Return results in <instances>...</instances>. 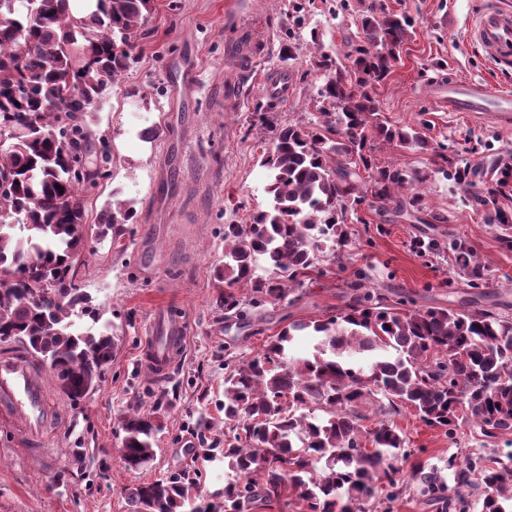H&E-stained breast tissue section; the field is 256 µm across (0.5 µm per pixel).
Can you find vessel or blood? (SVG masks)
<instances>
[{"label":"vessel or blood","mask_w":512,"mask_h":512,"mask_svg":"<svg viewBox=\"0 0 512 512\" xmlns=\"http://www.w3.org/2000/svg\"><path fill=\"white\" fill-rule=\"evenodd\" d=\"M470 35L496 64L512 69V6L486 0L470 25ZM427 89L436 103L452 112H470L502 127L512 126V93L495 92L483 82H458L438 76ZM187 329L168 315L157 316L141 349L140 366L154 380L169 378L187 345ZM36 363L25 351L0 353V406L23 417L36 441L48 428L44 405L46 388L35 372Z\"/></svg>","instance_id":"obj_1"}]
</instances>
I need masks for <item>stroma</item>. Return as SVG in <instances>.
Listing matches in <instances>:
<instances>
[{"label": "stroma", "mask_w": 512, "mask_h": 512, "mask_svg": "<svg viewBox=\"0 0 512 512\" xmlns=\"http://www.w3.org/2000/svg\"><path fill=\"white\" fill-rule=\"evenodd\" d=\"M154 0L133 35L137 62L87 116L93 148H106L109 175L86 195L88 223L110 204L133 207L119 242L89 240L74 266L76 282L112 324L114 356L95 389L80 402L48 392L55 419L44 447L26 425L0 408V512H131V487L184 472L199 474L197 493L221 500L235 472L223 456L202 448L224 445V363L253 356L289 322L344 309L353 283L406 308L495 305L512 318V251L467 195L441 174L445 159L475 165L512 151V129L439 109L428 78L444 74L512 90V72H499L468 35L484 0H385L408 15L414 34L391 76L376 86L380 116L405 126L428 120L433 148L416 151L374 142L377 163L423 170L426 207L444 220L415 217L363 202L347 211L349 243L326 273H312L298 300L278 304L243 299L225 311L214 279L224 261V227L248 222L267 206L259 157L270 145L268 123L316 119L325 59H341L361 43L362 16L372 0ZM286 76L288 93L269 95ZM460 237L486 266L472 289L449 251L418 252L416 240ZM179 306L189 339L165 381L140 367L144 337L159 310ZM151 415L160 425L154 456L142 468L122 460V422ZM409 445L394 458L401 478L415 468L446 472L448 456L481 447L473 430L456 441L425 426L412 410L395 419Z\"/></svg>", "instance_id": "1"}]
</instances>
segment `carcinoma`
<instances>
[{"label": "carcinoma", "instance_id": "obj_1", "mask_svg": "<svg viewBox=\"0 0 512 512\" xmlns=\"http://www.w3.org/2000/svg\"><path fill=\"white\" fill-rule=\"evenodd\" d=\"M85 16L68 0H0V336H12L30 354L50 362L56 389L74 403L98 383L111 361L110 326L93 298L73 283L74 261L89 233L116 236L134 215L116 203L97 227L84 223L82 183L88 164L84 121L109 86L136 63L131 36L153 0H92ZM364 45L349 65L327 74L317 93L320 118L272 127L273 142L260 165L267 171L268 207L249 224L224 225V263L215 277L225 284L224 310L241 305L237 288L253 298L280 302L302 285L327 242H348L345 211L371 196L388 204L401 193L400 210H424L416 185L427 177L375 162L374 140L427 150L428 124L404 129L380 117L374 96L412 35L413 22L377 0L361 21ZM445 177L483 209L484 223L512 250V214L498 204L512 186V152L486 167L446 159ZM63 190H58L57 186ZM458 269L472 285L485 265L461 239L448 242ZM271 271L261 276L258 270ZM316 336L308 358H288L294 337ZM415 410L424 425L455 438L469 426L487 439L512 435V318L489 309L407 310L379 294L356 297L326 319L288 323L264 353L238 360L224 377V448L238 474L224 501H199L193 479H155L129 493L132 512H250L295 493L299 512H363L379 500L395 512L406 493L391 459L406 439L393 417ZM122 459L139 469L153 456L157 431L139 412L123 421ZM371 447L362 445V440ZM454 485L435 470L418 469L413 483L437 512H469L449 492L483 487L479 512H512V452L448 457Z\"/></svg>", "mask_w": 512, "mask_h": 512}]
</instances>
